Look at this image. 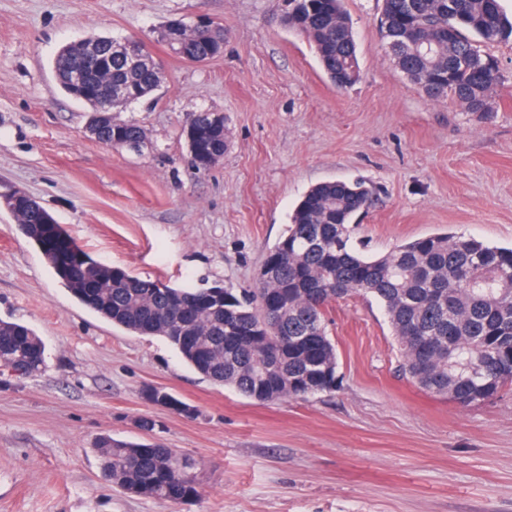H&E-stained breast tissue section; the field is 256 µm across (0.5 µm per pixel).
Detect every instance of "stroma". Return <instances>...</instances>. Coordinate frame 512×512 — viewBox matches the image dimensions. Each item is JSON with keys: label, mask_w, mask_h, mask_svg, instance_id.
<instances>
[{"label": "stroma", "mask_w": 512, "mask_h": 512, "mask_svg": "<svg viewBox=\"0 0 512 512\" xmlns=\"http://www.w3.org/2000/svg\"><path fill=\"white\" fill-rule=\"evenodd\" d=\"M382 0H343L359 77L337 88L285 0H0V195L19 187L92 259L183 288L254 286L295 206L322 181L365 180L355 239L384 255L434 233L512 246V41L484 45L500 82L483 112L428 98L384 45ZM208 14L224 52L203 63L159 37ZM135 38L164 81L112 118L141 151L88 137L87 105L54 60L91 36ZM224 116L228 147L193 166L192 113ZM335 392L261 404L187 366L162 337L113 326L79 303L0 206V319L45 343L32 376L0 369V512H512V387L460 407L401 371L382 307L347 296L326 312ZM162 387L187 417L146 400ZM190 465L198 498L175 504L102 483L103 435L146 439Z\"/></svg>", "instance_id": "1"}]
</instances>
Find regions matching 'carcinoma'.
I'll return each mask as SVG.
<instances>
[{"instance_id": "1", "label": "carcinoma", "mask_w": 512, "mask_h": 512, "mask_svg": "<svg viewBox=\"0 0 512 512\" xmlns=\"http://www.w3.org/2000/svg\"><path fill=\"white\" fill-rule=\"evenodd\" d=\"M288 28L307 38L338 88L354 80L356 46L342 0H299ZM382 38L420 40L421 56L397 65L430 98H449L469 112L485 111L499 82L494 60L480 44L512 39V17L500 0H382ZM224 46V28L183 39L181 58L209 60ZM74 66L86 70L80 88L68 84ZM61 87L95 109L108 98V83L126 85L131 101L155 91L163 70H128L104 53L89 58L71 44L57 60ZM187 143L192 163L207 167L224 153V127L206 111L192 114ZM112 147L144 142L134 122H112L102 131ZM363 180L327 181L312 187L295 207L283 233L264 256L274 265L269 279L252 288L205 295L143 280L110 264L91 267L82 251L42 206L3 203L25 236L44 255L63 285L84 306L125 330L160 336L196 372L260 403L305 399L337 388V353L325 309L353 294L382 306L403 358L404 375L419 387L462 407L495 397L512 384V248L463 234L439 233L395 247L383 256L365 254L354 240L353 217L372 206ZM45 345L28 326L0 320V366L41 371ZM149 401L193 416L196 409L160 388ZM100 476L128 493L174 503L200 495L189 464L158 441L98 439Z\"/></svg>"}]
</instances>
